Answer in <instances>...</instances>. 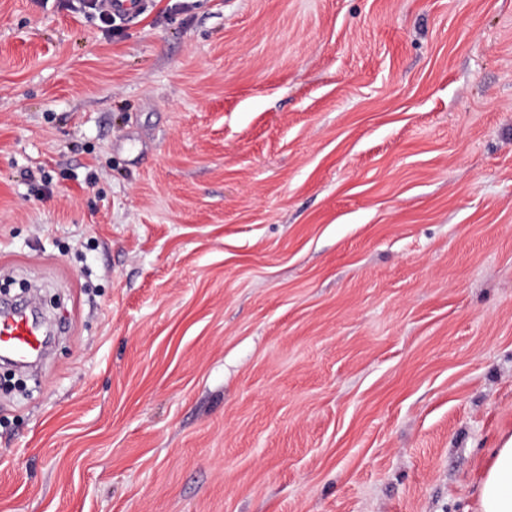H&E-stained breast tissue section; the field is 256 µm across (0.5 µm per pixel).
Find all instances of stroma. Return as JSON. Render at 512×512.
I'll return each mask as SVG.
<instances>
[{"instance_id":"obj_1","label":"stroma","mask_w":512,"mask_h":512,"mask_svg":"<svg viewBox=\"0 0 512 512\" xmlns=\"http://www.w3.org/2000/svg\"><path fill=\"white\" fill-rule=\"evenodd\" d=\"M0 512H475L512 436V0H0ZM100 2H102V0L93 1L92 6L93 9L97 11L98 17L102 24L109 30H113L114 27H117L115 25L117 18L119 20H125L122 18L124 16L120 15H127L137 12L138 10H141L143 5L146 3L145 0H107V2H105L107 9L112 12V14L105 10ZM44 334L21 308H3L0 313V352L19 362L37 360L44 349Z\"/></svg>"}]
</instances>
